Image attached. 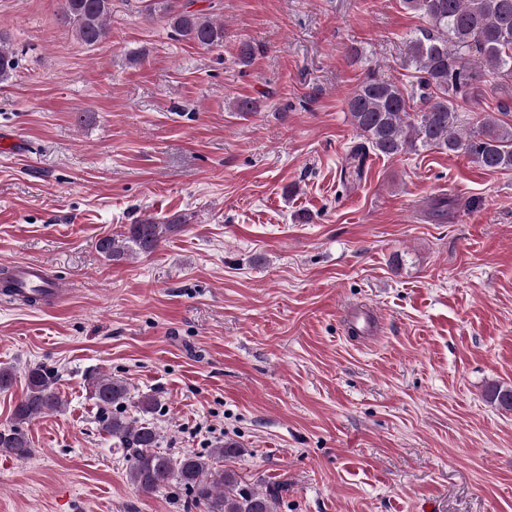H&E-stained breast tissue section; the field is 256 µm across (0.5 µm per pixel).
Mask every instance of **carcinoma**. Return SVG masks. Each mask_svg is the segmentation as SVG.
Returning <instances> with one entry per match:
<instances>
[{"mask_svg": "<svg viewBox=\"0 0 512 512\" xmlns=\"http://www.w3.org/2000/svg\"><path fill=\"white\" fill-rule=\"evenodd\" d=\"M144 12L163 18L171 32L207 49L224 47V22L197 11H186L181 0H142ZM404 6L428 18L433 29L409 40L407 55L415 75L408 83L382 76L370 67L347 99V112L362 142L355 144L348 160L362 164L369 154L387 158L437 148L462 153L470 162L488 170L512 169V127L485 116L464 137L460 133L457 98L475 93L482 73L477 61L490 71H512V0H403ZM112 0H61L58 20L73 32L76 41L91 49L107 38ZM264 46L243 41L237 64L250 65ZM19 67L10 37L0 31V83L9 81ZM419 99L423 107L411 111ZM188 222L184 215L162 221L147 216L119 234L99 240V253L109 262L132 255L149 256L169 236ZM27 390L15 406L12 420L0 429V452L24 459L31 455L25 431L38 417L62 405L54 371L37 364L25 373ZM90 396L100 409L103 434L127 450L128 477L144 492L175 484L198 512H277L280 495L288 484L255 488L235 470L217 466L239 454V445L227 439L207 455L187 452L172 456L159 451L161 434L148 421L127 415L131 393L124 381L93 372L86 377ZM489 402L512 410V388L499 384L486 391Z\"/></svg>", "mask_w": 512, "mask_h": 512, "instance_id": "obj_1", "label": "carcinoma"}]
</instances>
